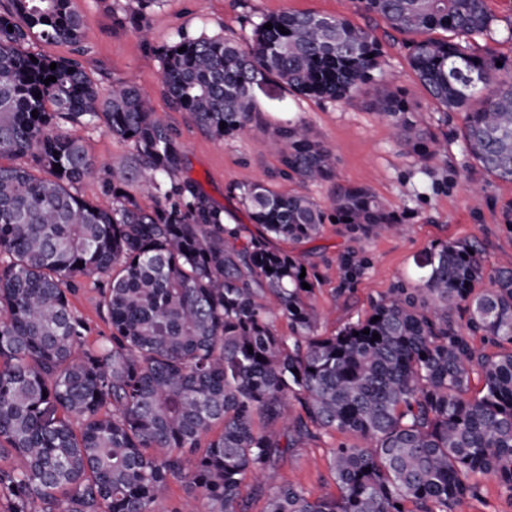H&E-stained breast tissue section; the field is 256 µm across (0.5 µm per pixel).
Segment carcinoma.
Wrapping results in <instances>:
<instances>
[{
  "label": "carcinoma",
  "mask_w": 512,
  "mask_h": 512,
  "mask_svg": "<svg viewBox=\"0 0 512 512\" xmlns=\"http://www.w3.org/2000/svg\"><path fill=\"white\" fill-rule=\"evenodd\" d=\"M136 2L115 20L143 32L144 8L158 0ZM353 4L383 22L385 37L404 36L430 101L464 113L466 155L512 183V71L471 44L491 30L486 0ZM83 29L76 0L0 5V159L31 160L0 164L5 512H157L174 482L208 512H250L263 495L264 512H460L482 499L484 478L512 497V268L487 270L476 238L433 244L417 261V284L398 282L366 318L321 335L313 298L322 275L270 239L302 244L334 218L378 236L402 218L369 188L341 182L336 155L307 124L288 121L268 131L278 174L331 184L329 205L253 182L234 190L257 231L224 223L179 179L174 133L138 86L106 93L77 59L25 50L40 40L78 53ZM387 45L342 16L283 12L262 17L244 44L178 34L162 53V82L172 108L219 140L261 125L260 82L334 101L368 91V106L425 172L446 141L386 82ZM64 124L134 145L110 169L112 207L76 191L94 160ZM140 192L154 206L142 207ZM342 263L350 286L363 261L351 252ZM80 278L105 280L111 332L92 345L69 299ZM477 337L497 351L477 349ZM322 438L332 440L338 494L313 497L292 483L265 494L279 457Z\"/></svg>",
  "instance_id": "obj_1"
}]
</instances>
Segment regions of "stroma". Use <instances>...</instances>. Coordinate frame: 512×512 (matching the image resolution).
Returning <instances> with one entry per match:
<instances>
[{
	"label": "stroma",
	"mask_w": 512,
	"mask_h": 512,
	"mask_svg": "<svg viewBox=\"0 0 512 512\" xmlns=\"http://www.w3.org/2000/svg\"><path fill=\"white\" fill-rule=\"evenodd\" d=\"M114 0H77L83 15L85 52L81 62L105 89L136 84L149 96L156 117L176 135L183 165L181 178L199 183L210 202L223 210L229 223H248V211L234 185L261 181L282 192H303L328 205L329 184L300 185L281 179L279 162L267 146L266 128L288 120H305L313 136L337 158L342 182L371 189L402 216L406 230L363 237L342 224L325 225L322 235L305 244L307 262L317 266L325 283L316 294L323 312L321 330L330 335L365 317L370 303L400 278L416 279V261L431 244L478 238L484 244L487 268H512V234L504 227V213L512 205V184L498 182L485 193L470 186L484 182L483 172L461 150L455 132L462 124L458 112L445 114L430 104L409 70L402 48H388L382 67L392 88L407 93L421 120L434 132L447 134L448 159L420 171L415 159L400 152L390 126L363 99L345 103L292 95L273 82L255 91V109L262 127L217 140L201 129L188 113L171 108L162 84L160 54L178 32L193 36L244 41L261 16L283 11H310L343 16L356 25L377 26L378 18L356 10L351 0H160L148 9L150 34L141 38L128 26L112 21ZM494 17L492 32L479 38L480 50L512 62V0H486ZM82 140L96 167L76 186L79 195L107 208L111 196L103 185L114 162L129 159L133 147L102 130L71 127ZM353 251L369 267L354 288L340 292L342 272L337 256ZM100 283L84 280L71 302L90 324L93 336L109 334L110 325L100 307ZM295 483L312 495L336 493L328 442L318 441L284 454L268 470L266 490Z\"/></svg>",
	"instance_id": "obj_1"
}]
</instances>
